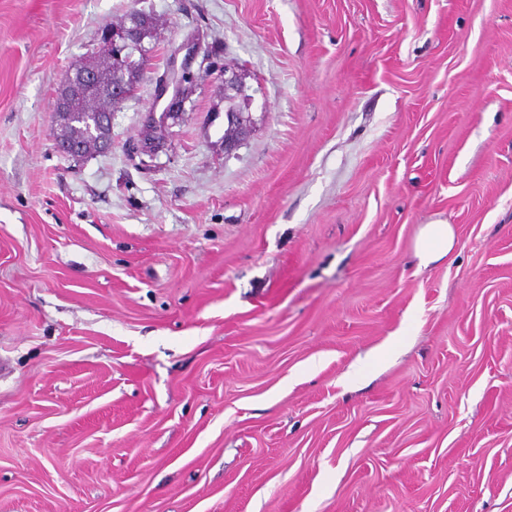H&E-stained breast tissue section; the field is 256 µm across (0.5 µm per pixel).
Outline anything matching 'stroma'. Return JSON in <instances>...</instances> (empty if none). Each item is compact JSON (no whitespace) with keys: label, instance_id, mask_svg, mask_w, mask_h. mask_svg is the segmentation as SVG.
I'll return each instance as SVG.
<instances>
[{"label":"stroma","instance_id":"obj_1","mask_svg":"<svg viewBox=\"0 0 512 512\" xmlns=\"http://www.w3.org/2000/svg\"><path fill=\"white\" fill-rule=\"evenodd\" d=\"M134 9L151 65L67 159ZM197 37L254 130L202 75L141 166ZM0 512H512V0H0ZM129 15L120 24H109L102 28L100 38L93 53L94 57L107 61L111 64V72L106 66L99 65L95 59L85 61L81 71V81L79 84H73V77H70L72 88L65 100L66 108L70 112H81L73 116H64L59 125V136L68 141L61 142L55 139L57 148L76 160L85 157L83 147L75 143L82 144L87 154L97 152L98 141L109 139L111 136L108 126H101L99 120L104 121V114L111 106L107 98V92L96 95L88 101V95L96 84V72L86 65L99 66L101 86L107 87L109 80L123 81V72L117 62L118 59L123 62L124 69L136 73L140 78L145 75L149 66L151 57L145 49L142 48L144 37L139 33V29L129 25ZM139 54H138V53ZM78 64L75 68L78 69ZM79 67V68H80ZM87 101V102H86ZM86 103V111L83 112ZM215 73L217 78L224 82V97L231 103H226V107L230 106L224 108V153L230 155L253 129L252 112H246L252 102L249 95L252 93V87L247 81L251 79V74L241 66L228 64H224V68H212L210 75ZM228 128H234L236 136L234 130ZM233 136V139H227ZM187 100L188 95L186 93L185 82L180 77L175 80L173 95L167 107L160 112L158 116L155 108H150L145 112L143 126L150 130L153 128L161 129L165 137L161 141H145L143 138H139L132 143L129 147V152L139 157L142 164L148 165L149 162L146 161L145 158H148L152 162L159 150L170 141V137L172 136L171 129L178 125L185 115V104ZM456 237L452 224L432 223L424 224L415 243V256L418 259V268H427L452 254Z\"/></svg>","mask_w":512,"mask_h":512}]
</instances>
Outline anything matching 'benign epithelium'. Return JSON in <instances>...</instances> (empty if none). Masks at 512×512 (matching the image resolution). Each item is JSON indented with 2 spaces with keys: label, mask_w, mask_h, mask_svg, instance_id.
Here are the masks:
<instances>
[{
  "label": "benign epithelium",
  "mask_w": 512,
  "mask_h": 512,
  "mask_svg": "<svg viewBox=\"0 0 512 512\" xmlns=\"http://www.w3.org/2000/svg\"><path fill=\"white\" fill-rule=\"evenodd\" d=\"M144 37L139 29L129 25V20L119 24H110L101 30L100 38L94 51V57L107 62L116 59L123 62V67L142 77L150 66L151 57L143 49ZM185 50L180 65L181 73L192 72V66L200 54L199 43L190 42L182 46ZM211 73L224 82V97L230 102V106L224 109V126L236 131V136L230 140H224V154L230 155L237 149L240 143L248 137L253 129L252 113L248 112L252 102L250 93L252 87L248 82L251 74L241 66L224 65L211 69ZM96 84V72L90 67L81 71V81L72 85L65 100L66 108L71 112L84 110L89 92ZM173 89V95L167 107L160 113L151 108L145 112L143 126L147 129H161L164 138L160 141H146L142 138L134 141L129 147V152L140 158L146 165L154 159L172 136V128L178 125L185 115V104L188 100L185 82L182 79L175 80V84L168 82L160 86L161 93Z\"/></svg>",
  "instance_id": "1"
}]
</instances>
